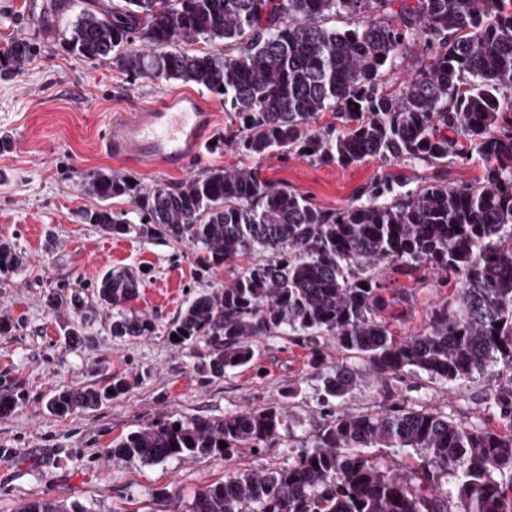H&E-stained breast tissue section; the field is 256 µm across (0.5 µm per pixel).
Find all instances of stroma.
I'll list each match as a JSON object with an SVG mask.
<instances>
[{
	"label": "stroma",
	"instance_id": "35a3bbf8",
	"mask_svg": "<svg viewBox=\"0 0 512 512\" xmlns=\"http://www.w3.org/2000/svg\"><path fill=\"white\" fill-rule=\"evenodd\" d=\"M29 2L0 0V48L21 39L37 48L23 74L0 79V136L11 138L10 146L0 149V241L24 259L21 269L0 275V317L14 324L0 336V393L16 401L11 413L0 416V512H22L42 499L86 512H153L154 495L162 489L176 492L184 510L198 489L224 476L295 464L303 441L324 419L311 361L332 365L341 353L326 346L315 357L288 334L260 336L252 343L248 365L221 378H201L194 366L207 356V344L178 346L167 331L199 289L223 286L224 271L200 277L196 247L154 235H105L80 217L98 205L84 192L81 173L109 169L146 188L182 182L178 173L115 161L98 150L97 141L113 114L166 95L197 93V86L133 80L110 62L71 54L56 30L75 17L77 0L59 12L44 35L29 23ZM260 166L261 177L329 209L346 206L371 181L396 170L416 183L444 176L456 185L481 181L484 173L477 159L444 167L366 159L341 167L270 154ZM122 270L143 281L128 307L154 319L151 335L114 336V311L99 305L90 288L109 272ZM382 278L387 288L410 295L388 317L399 337L423 330L432 310L449 302L455 288L453 277L426 266H389ZM74 328L86 336L85 345L69 344L67 333ZM501 372L490 365L451 386L407 372L393 387L409 402L467 422L485 416V395ZM120 378L127 391L96 408L59 416L46 407L58 390L100 388ZM293 388L300 394L290 434L262 449L156 463L110 454L113 440L156 419H220L280 401Z\"/></svg>",
	"mask_w": 512,
	"mask_h": 512
}]
</instances>
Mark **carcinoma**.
<instances>
[{
    "instance_id": "1",
    "label": "carcinoma",
    "mask_w": 512,
    "mask_h": 512,
    "mask_svg": "<svg viewBox=\"0 0 512 512\" xmlns=\"http://www.w3.org/2000/svg\"><path fill=\"white\" fill-rule=\"evenodd\" d=\"M332 16L344 28L328 27ZM85 59L106 60L133 79L181 82L224 102L229 122L213 153L230 144L251 159L270 153L348 167L367 158L444 166L478 157L483 182L430 181L413 189L392 172L340 209L264 180L250 167L214 166L184 184L140 189L128 176L82 174L101 202L82 213L113 236L159 235L196 245L200 274L231 268L256 253L222 288H205L171 323L179 344L210 347L195 365L220 378L253 357L250 339L287 330L312 352L331 345L365 363L313 366L317 400L328 408L288 468L243 472L197 491L185 512H512V0H86L60 32ZM220 40L231 53L182 44ZM426 49L391 91L385 73ZM34 47L15 40L0 52V79L21 74ZM332 121L323 123L325 113ZM126 197L134 217L111 210ZM20 256L0 242V275ZM427 265L455 277L452 301L428 326L397 338L385 311L405 299L386 296L375 267ZM367 288H362L361 283ZM142 281L110 273L95 287L112 309L136 299ZM152 318L120 312L112 335L140 337ZM490 364L502 366L486 394L498 419L463 423L395 396L391 381L419 371L454 384ZM370 373L385 382L372 414L333 411ZM63 389L49 408L64 415L125 392ZM286 406L268 404L222 419H159L112 443V456L153 463L224 457L259 449L289 430ZM226 446L219 445V442ZM367 448L411 449L420 463L397 473ZM454 479L451 492L440 482ZM23 512H84L41 500Z\"/></svg>"
}]
</instances>
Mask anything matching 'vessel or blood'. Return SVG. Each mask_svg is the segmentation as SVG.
<instances>
[{"label": "vessel or blood", "instance_id": "obj_1", "mask_svg": "<svg viewBox=\"0 0 512 512\" xmlns=\"http://www.w3.org/2000/svg\"><path fill=\"white\" fill-rule=\"evenodd\" d=\"M216 119V111L199 97L173 94L123 113L101 147L127 164L182 172L201 161V145Z\"/></svg>", "mask_w": 512, "mask_h": 512}]
</instances>
